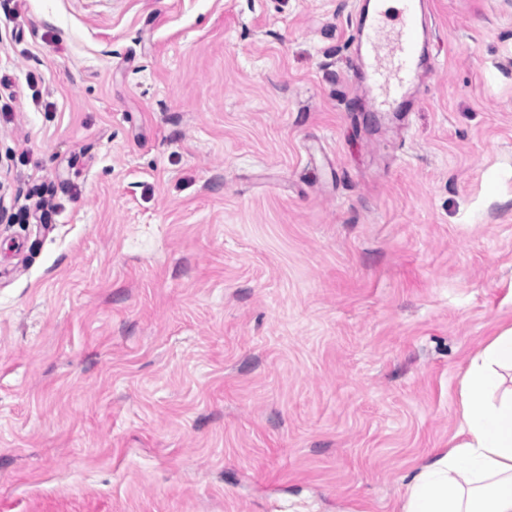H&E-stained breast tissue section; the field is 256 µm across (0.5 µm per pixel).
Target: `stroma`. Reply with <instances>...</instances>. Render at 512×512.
<instances>
[{"label": "stroma", "mask_w": 512, "mask_h": 512, "mask_svg": "<svg viewBox=\"0 0 512 512\" xmlns=\"http://www.w3.org/2000/svg\"><path fill=\"white\" fill-rule=\"evenodd\" d=\"M0 0V512H399L512 327V0ZM45 209H36L38 200ZM373 2L356 35L366 49L367 98L376 112H389L401 106L408 89L419 78L423 7L429 1L403 0L393 25L387 23L390 16L385 0Z\"/></svg>", "instance_id": "obj_1"}]
</instances>
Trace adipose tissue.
Masks as SVG:
<instances>
[{
  "label": "adipose tissue",
  "instance_id": "obj_1",
  "mask_svg": "<svg viewBox=\"0 0 512 512\" xmlns=\"http://www.w3.org/2000/svg\"><path fill=\"white\" fill-rule=\"evenodd\" d=\"M460 439L407 478L401 512H512V328L461 381Z\"/></svg>",
  "mask_w": 512,
  "mask_h": 512
}]
</instances>
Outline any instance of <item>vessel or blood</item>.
Returning a JSON list of instances; mask_svg holds the SVG:
<instances>
[{
    "instance_id": "obj_1",
    "label": "vessel or blood",
    "mask_w": 512,
    "mask_h": 512,
    "mask_svg": "<svg viewBox=\"0 0 512 512\" xmlns=\"http://www.w3.org/2000/svg\"><path fill=\"white\" fill-rule=\"evenodd\" d=\"M427 0H403L396 24H389L385 0H374L358 39L366 49L367 98L373 110L400 107L418 77L423 35V7Z\"/></svg>"
}]
</instances>
